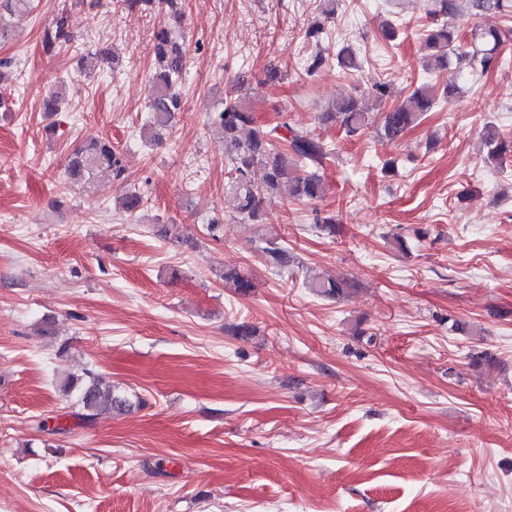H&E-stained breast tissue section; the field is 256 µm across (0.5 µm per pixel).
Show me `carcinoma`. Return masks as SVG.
I'll use <instances>...</instances> for the list:
<instances>
[{
  "label": "carcinoma",
  "instance_id": "carcinoma-1",
  "mask_svg": "<svg viewBox=\"0 0 512 512\" xmlns=\"http://www.w3.org/2000/svg\"><path fill=\"white\" fill-rule=\"evenodd\" d=\"M473 15L486 13H512V0H468ZM475 38L481 45L469 51L462 44L459 31L443 26L426 34L424 44L430 51L425 57L424 68H448L450 54L469 56L472 64L489 71L499 60L498 51L507 41L503 31L488 29ZM157 81L150 101V117L146 125L149 137L162 140L170 134L174 114L181 110L182 97L177 91L183 71L189 62L186 47L178 43L174 32L159 28L153 32ZM71 41L66 17L57 19L53 32L46 35L45 45ZM437 101L432 86L416 88L408 100L382 113L381 134L390 141L400 140L409 129L419 124ZM322 119L339 125L349 136L358 134L369 125V113L359 105L353 94L337 99L332 107L322 113ZM212 125L224 139L228 158L227 199L237 219L244 224L265 223L263 202L271 196H286L294 200H313L323 196L324 183L317 173L323 167L329 152L321 138L311 131L297 129L284 122L266 130L257 125L239 98L229 95L224 109L214 117ZM487 161L503 164L506 154L512 155V141L500 137L496 128L487 127L485 136ZM112 171L116 181L126 179L122 152L109 140L93 141L76 148L67 163V177L72 183L89 182L95 171ZM262 172L261 179L254 178L255 170ZM148 199L140 192L130 191L123 197V208L132 215L142 210ZM256 251L266 264L281 269L289 265L291 256L288 246L272 236H261ZM224 282L238 293L247 294L254 284L247 276L231 271L222 275ZM308 287L323 297L341 299L347 296L351 283L345 278L316 279L308 281ZM77 417L86 423L96 421L102 415H120L131 409L133 402L116 391L112 383L98 375L86 373L78 396Z\"/></svg>",
  "mask_w": 512,
  "mask_h": 512
}]
</instances>
